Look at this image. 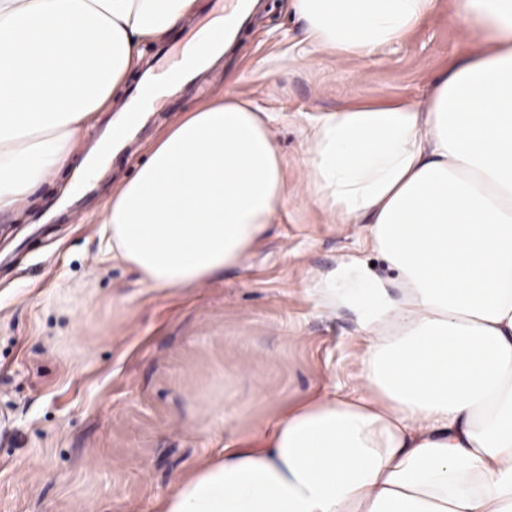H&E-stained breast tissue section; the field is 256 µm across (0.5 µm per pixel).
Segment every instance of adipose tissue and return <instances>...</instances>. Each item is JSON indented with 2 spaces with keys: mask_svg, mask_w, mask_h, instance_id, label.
Returning a JSON list of instances; mask_svg holds the SVG:
<instances>
[{
  "mask_svg": "<svg viewBox=\"0 0 512 512\" xmlns=\"http://www.w3.org/2000/svg\"><path fill=\"white\" fill-rule=\"evenodd\" d=\"M196 0H0V215L74 154L82 130L145 41ZM437 0H292L310 54L369 59ZM481 55L422 102L304 117L300 190L366 239L401 282L368 277L309 293L356 307L364 395H317L258 433L259 447L182 476L158 512H512V0H455ZM229 0L183 54H221ZM271 117L231 94L170 127L99 217L113 260L158 290L194 289L240 266L290 202Z\"/></svg>",
  "mask_w": 512,
  "mask_h": 512,
  "instance_id": "ef3b65f1",
  "label": "adipose tissue"
}]
</instances>
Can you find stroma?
<instances>
[{
	"label": "stroma",
	"instance_id": "stroma-1",
	"mask_svg": "<svg viewBox=\"0 0 512 512\" xmlns=\"http://www.w3.org/2000/svg\"><path fill=\"white\" fill-rule=\"evenodd\" d=\"M226 3L197 0L143 45L82 153ZM454 12L455 0H438L401 46L339 61L299 53L303 23L290 0H258L229 50L145 112L84 186L76 155L0 219V512H155L226 442L256 447L284 407L359 390L357 311L320 313L306 288L348 269L397 297V274L367 248L364 225L328 223L293 200L241 267L172 294L101 260L97 216L168 128L227 90L270 112L296 188L304 113L425 99L443 72L483 51Z\"/></svg>",
	"mask_w": 512,
	"mask_h": 512
}]
</instances>
